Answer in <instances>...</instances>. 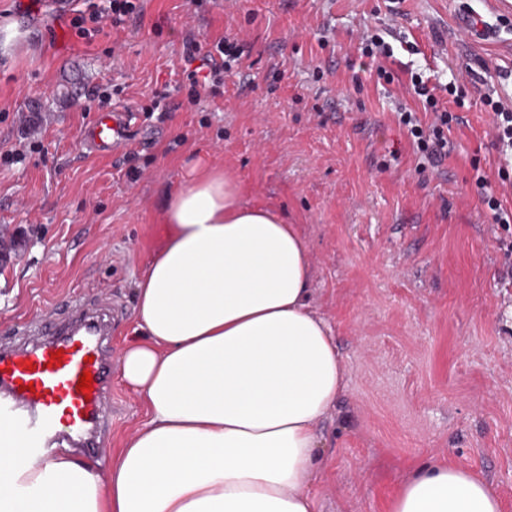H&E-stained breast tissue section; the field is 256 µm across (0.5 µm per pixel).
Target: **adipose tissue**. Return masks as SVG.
Listing matches in <instances>:
<instances>
[{"label": "adipose tissue", "instance_id": "ef3b65f1", "mask_svg": "<svg viewBox=\"0 0 512 512\" xmlns=\"http://www.w3.org/2000/svg\"><path fill=\"white\" fill-rule=\"evenodd\" d=\"M166 242L137 282L121 374L147 409L108 472L28 453L0 420V512H313L318 424L346 369L311 307L297 225L198 168L162 207ZM388 512H502L482 477L415 468Z\"/></svg>", "mask_w": 512, "mask_h": 512}]
</instances>
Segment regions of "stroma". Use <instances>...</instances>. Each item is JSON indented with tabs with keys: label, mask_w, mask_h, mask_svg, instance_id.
<instances>
[{
	"label": "stroma",
	"mask_w": 512,
	"mask_h": 512,
	"mask_svg": "<svg viewBox=\"0 0 512 512\" xmlns=\"http://www.w3.org/2000/svg\"><path fill=\"white\" fill-rule=\"evenodd\" d=\"M464 13L486 35L460 29ZM365 31L392 46L394 83L362 56ZM189 32L248 50L223 95L196 105L180 87ZM413 71L465 95L435 166L396 114L403 102L430 119L405 88ZM487 71L512 104V0H143L90 43L41 18L0 42V153L24 150L0 160V240L20 239L0 265V341L76 295L112 309L120 356L135 282L164 241L163 196L196 165L224 167L305 237L310 302L346 364L314 512H386L427 461L475 471L512 512V255L499 245L512 227L493 223L477 178L511 207L512 183L473 81ZM103 88L134 134L114 158L82 145ZM160 94L166 111L146 115ZM145 419L113 375L101 469Z\"/></svg>",
	"instance_id": "stroma-1"
}]
</instances>
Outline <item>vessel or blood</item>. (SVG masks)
I'll use <instances>...</instances> for the list:
<instances>
[{"label": "vessel or blood", "instance_id": "vessel-or-blood-1", "mask_svg": "<svg viewBox=\"0 0 512 512\" xmlns=\"http://www.w3.org/2000/svg\"><path fill=\"white\" fill-rule=\"evenodd\" d=\"M128 118L102 112L86 127L91 152L108 155L128 139ZM108 309L80 298L68 302L58 319H35L22 339L0 342V418L10 421L30 448H83L98 454L111 424L103 398L112 387ZM63 351L59 365L52 352ZM91 372L90 395L79 392L83 372Z\"/></svg>", "mask_w": 512, "mask_h": 512}]
</instances>
